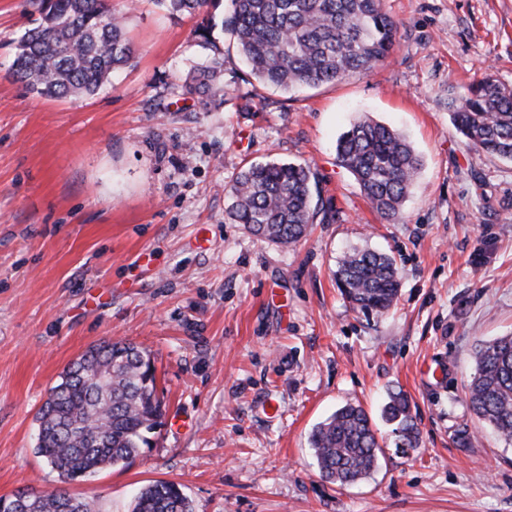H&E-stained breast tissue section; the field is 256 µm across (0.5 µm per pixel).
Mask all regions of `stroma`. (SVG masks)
Wrapping results in <instances>:
<instances>
[{
	"label": "stroma",
	"instance_id": "obj_1",
	"mask_svg": "<svg viewBox=\"0 0 512 512\" xmlns=\"http://www.w3.org/2000/svg\"><path fill=\"white\" fill-rule=\"evenodd\" d=\"M398 27L383 66L285 92L224 48V106L172 94L204 54L196 20L141 0L132 64L92 97L49 99L14 75L27 0H0V496L58 487L36 414L70 361L105 340L155 360L166 424L129 465L70 485L95 512H132L146 485L181 484L192 512H512V443L471 412L478 343L512 334V160L479 154L449 100L492 76L512 86V0H384ZM422 160L390 223L336 141L362 115ZM309 163L338 218L283 249L230 223L225 186L252 162ZM393 255L381 316L332 276L354 249ZM411 401L418 452L380 416ZM358 403L383 448L367 479L326 482L313 427Z\"/></svg>",
	"mask_w": 512,
	"mask_h": 512
}]
</instances>
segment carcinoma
<instances>
[{
  "instance_id": "obj_1",
  "label": "carcinoma",
  "mask_w": 512,
  "mask_h": 512,
  "mask_svg": "<svg viewBox=\"0 0 512 512\" xmlns=\"http://www.w3.org/2000/svg\"><path fill=\"white\" fill-rule=\"evenodd\" d=\"M36 26L15 42L16 78L41 96L91 97L111 83L112 73L132 63L134 48L125 17L107 0H28ZM169 15L200 16L194 31L205 62L183 82L181 96H197L211 109L224 105V34L233 37L251 75L285 90L336 82L384 64L396 43L397 25L384 0H149ZM450 118L468 146L512 160V87L486 76L451 104ZM336 160L357 181L368 203L393 223L420 169L407 139L394 128L363 116L342 133ZM228 216L250 234L282 247L304 240L316 220H336L324 205L316 173L307 163H255L226 188ZM337 287L354 310L383 315L399 287L394 256L369 249L345 252L334 271ZM468 405L499 436L512 442V336L480 343ZM151 354L129 341L89 347L60 374L39 409L36 453L62 482L86 480L126 465L150 448L165 424ZM394 425L395 447L415 452L420 433L407 396L390 391L381 411ZM320 474L346 486L369 477L381 448L371 417L347 403L310 435ZM3 512H94L63 487L0 496ZM132 512H192L180 486L156 481L144 487Z\"/></svg>"
}]
</instances>
